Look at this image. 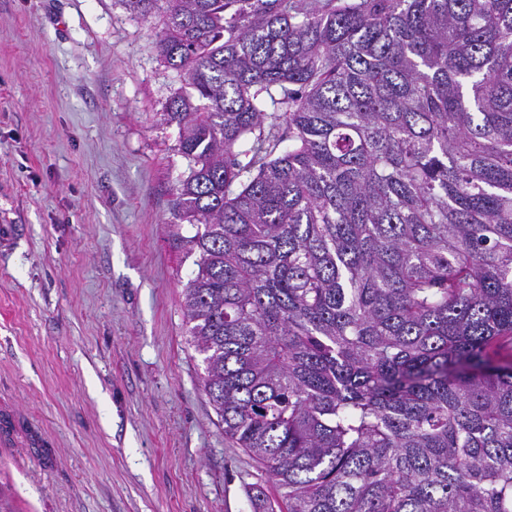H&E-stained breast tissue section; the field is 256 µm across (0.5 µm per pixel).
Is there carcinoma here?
I'll list each match as a JSON object with an SVG mask.
<instances>
[{
	"label": "carcinoma",
	"mask_w": 512,
	"mask_h": 512,
	"mask_svg": "<svg viewBox=\"0 0 512 512\" xmlns=\"http://www.w3.org/2000/svg\"><path fill=\"white\" fill-rule=\"evenodd\" d=\"M120 2L181 82L203 388L280 508L512 512V0Z\"/></svg>",
	"instance_id": "cac0c4a2"
}]
</instances>
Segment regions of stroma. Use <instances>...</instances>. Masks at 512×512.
<instances>
[{"label": "stroma", "mask_w": 512, "mask_h": 512, "mask_svg": "<svg viewBox=\"0 0 512 512\" xmlns=\"http://www.w3.org/2000/svg\"><path fill=\"white\" fill-rule=\"evenodd\" d=\"M120 0H0V512H254L182 311L180 86Z\"/></svg>", "instance_id": "1"}]
</instances>
